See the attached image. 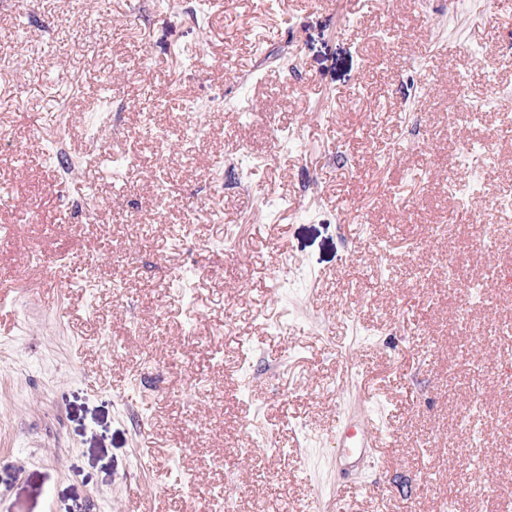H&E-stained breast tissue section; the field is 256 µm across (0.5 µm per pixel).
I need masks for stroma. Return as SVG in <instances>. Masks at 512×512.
I'll return each instance as SVG.
<instances>
[{
    "label": "stroma",
    "instance_id": "stroma-1",
    "mask_svg": "<svg viewBox=\"0 0 512 512\" xmlns=\"http://www.w3.org/2000/svg\"><path fill=\"white\" fill-rule=\"evenodd\" d=\"M143 7L0 0V512H207L216 489L230 512H499L512 336L460 321L511 318L512 290L449 289V255L485 260L447 182L491 141L477 208L512 269V106L472 125L455 82L512 84V15ZM109 154L136 157L123 187ZM359 406L381 435L343 469Z\"/></svg>",
    "mask_w": 512,
    "mask_h": 512
}]
</instances>
